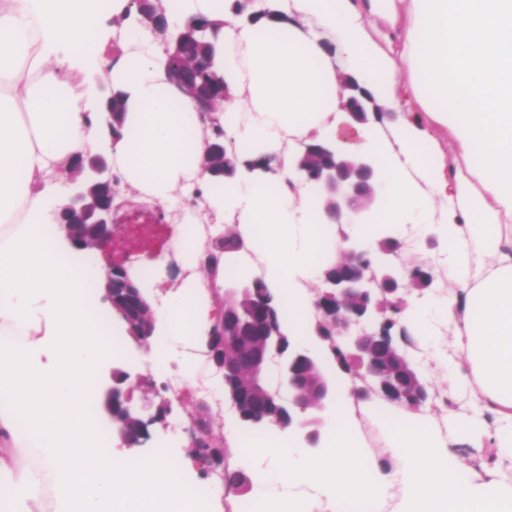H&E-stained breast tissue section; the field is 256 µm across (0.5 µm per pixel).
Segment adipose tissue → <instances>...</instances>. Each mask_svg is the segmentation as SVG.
Listing matches in <instances>:
<instances>
[{"label":"adipose tissue","instance_id":"adipose-tissue-1","mask_svg":"<svg viewBox=\"0 0 512 512\" xmlns=\"http://www.w3.org/2000/svg\"><path fill=\"white\" fill-rule=\"evenodd\" d=\"M276 19L254 22L228 0H162L172 27L192 18L218 24L217 65L229 98L220 119L240 160H273L266 176L242 172L215 184L202 170L207 149L196 104L171 76L166 45L131 0H0V512H210L185 492L191 463L163 456L136 469L101 448L84 415L85 377L104 356L90 318L105 294L101 268L79 283L70 245L50 203L72 157L103 151L121 188L159 204L195 190L210 224L176 222L169 247L180 270L164 285L141 258L137 285L155 314L154 371L175 388L193 387L205 338L218 314L223 271L200 261L232 226L253 248L266 283L288 303V331L305 333L314 312L307 283L323 262L314 226L374 239L371 224L328 223L291 171L293 147L335 134L341 74L360 79L378 108L399 115L385 129L356 128L343 147L379 158L388 172L383 221L397 238L407 227L436 231L452 284L434 305L403 321L430 338L453 330L452 355L435 366L448 396L469 391V440L493 460L460 472L455 436L435 435L426 407L402 411L385 452L387 472L368 467L351 431L352 400L338 393L335 439L317 455L268 445L256 487L315 484L370 512H512V0H273ZM121 20L123 49L106 61L105 15ZM100 73L126 98L124 134L105 139ZM448 130L453 158L436 136ZM468 365L455 371L456 358Z\"/></svg>","mask_w":512,"mask_h":512}]
</instances>
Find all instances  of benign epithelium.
I'll return each instance as SVG.
<instances>
[{
	"mask_svg": "<svg viewBox=\"0 0 512 512\" xmlns=\"http://www.w3.org/2000/svg\"><path fill=\"white\" fill-rule=\"evenodd\" d=\"M132 2L165 38L169 58L177 62L173 76L183 93L197 103L200 121L209 131L204 173L213 179H236L239 165L233 162L236 155L224 141L219 119L225 96L204 90L195 78L200 69L210 65L207 58L190 51L196 27L189 21L169 40V21L159 0ZM341 85V106L351 122L363 125L371 116L383 119L385 113L370 109L373 101L356 78L346 76ZM341 142L340 137L310 139L295 154L293 168L313 188L331 223L368 224L380 208L377 168L366 155L344 151ZM116 184L103 155L87 153L74 158L68 179L73 191L55 208L56 223L66 231L73 249L103 252L113 245L118 228ZM378 250L379 258L373 263V249L342 237L335 260L323 271L324 289L317 295L316 309L321 318L336 325V335L342 337L339 348L351 362L349 372L364 383L363 397L375 395L399 407L412 402L423 405L429 399V388L405 355L411 343L399 318L404 309L405 275L393 261L396 248L380 246ZM104 285L106 300L126 326L128 336L138 342L148 340L155 328L154 313L124 263L106 265ZM222 309L206 336V346L222 372L224 392L238 419L276 425L304 448H318L334 402L322 358L281 329L277 298L269 288H257L253 283L226 288ZM141 388L155 389L152 378L116 370L112 387L102 398L113 435L128 447L148 440L152 425H166L172 401H181L166 397L156 414L145 417L133 403V391ZM298 408L309 414L298 418ZM206 425V407L202 405L192 418L188 436L204 478L224 465V450L210 449L203 439Z\"/></svg>",
	"mask_w": 512,
	"mask_h": 512,
	"instance_id": "7a95c632",
	"label": "benign epithelium"
}]
</instances>
